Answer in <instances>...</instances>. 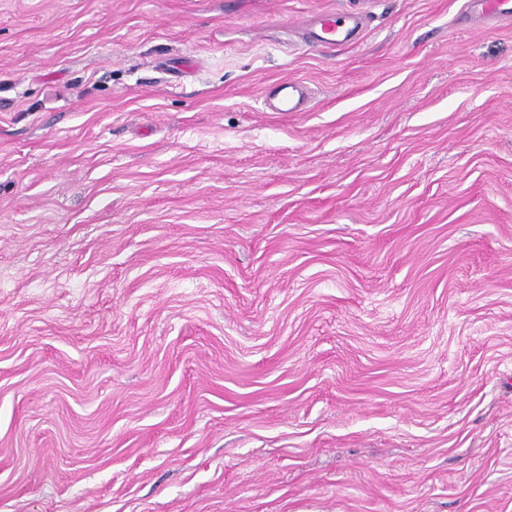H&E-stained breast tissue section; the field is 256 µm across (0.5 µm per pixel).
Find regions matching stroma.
Returning a JSON list of instances; mask_svg holds the SVG:
<instances>
[{"mask_svg": "<svg viewBox=\"0 0 512 512\" xmlns=\"http://www.w3.org/2000/svg\"><path fill=\"white\" fill-rule=\"evenodd\" d=\"M0 512H512V27L0 0ZM312 40L322 45L336 46L355 40L346 19L336 13H325L317 17L312 31ZM271 112H306L309 108L307 87L300 80H281L263 98Z\"/></svg>", "mask_w": 512, "mask_h": 512, "instance_id": "obj_1", "label": "stroma"}]
</instances>
